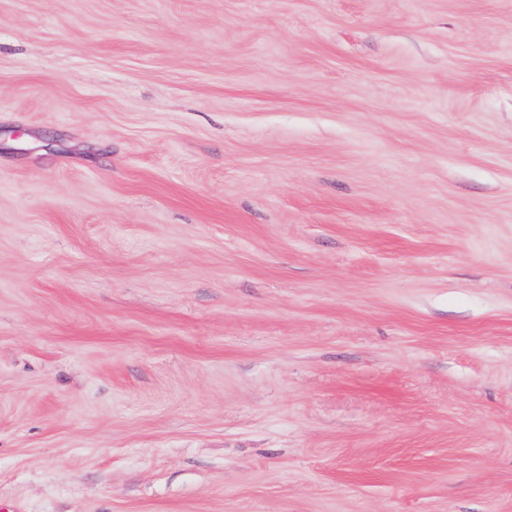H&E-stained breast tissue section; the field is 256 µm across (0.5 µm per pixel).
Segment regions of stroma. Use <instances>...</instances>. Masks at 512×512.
I'll use <instances>...</instances> for the list:
<instances>
[{
    "label": "stroma",
    "instance_id": "1",
    "mask_svg": "<svg viewBox=\"0 0 512 512\" xmlns=\"http://www.w3.org/2000/svg\"><path fill=\"white\" fill-rule=\"evenodd\" d=\"M0 501L512 512V0H0Z\"/></svg>",
    "mask_w": 512,
    "mask_h": 512
}]
</instances>
